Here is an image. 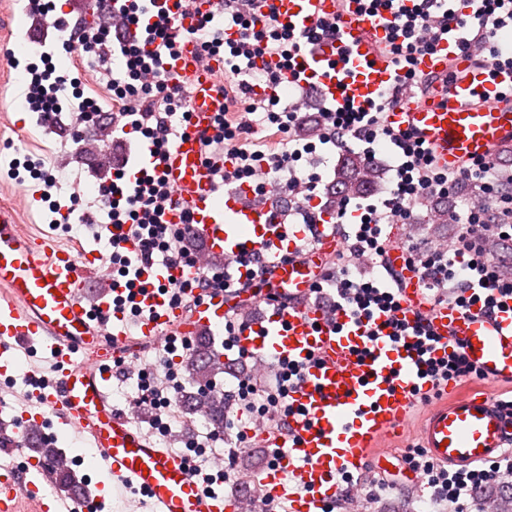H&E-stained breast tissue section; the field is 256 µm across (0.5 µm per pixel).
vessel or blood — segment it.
Masks as SVG:
<instances>
[{
	"label": "vessel or blood",
	"instance_id": "obj_1",
	"mask_svg": "<svg viewBox=\"0 0 512 512\" xmlns=\"http://www.w3.org/2000/svg\"><path fill=\"white\" fill-rule=\"evenodd\" d=\"M279 23L294 31L317 20L336 22L335 38L308 46L296 58L290 82L314 86L322 97L364 107L399 83L402 71L381 56L392 32L386 12L373 13L360 0H270ZM223 0H196L177 22L182 37L166 66L170 83L187 88L192 112L185 135L176 138L165 163L174 204L165 219L183 223L194 215L192 233L200 238L205 261L237 255L253 247L267 255L265 279L277 291L263 304L241 309L245 268L231 274L233 287L209 294L193 312L169 303L163 292L171 281L193 277L192 269L157 263L144 272L150 285L136 301L146 315L140 336L192 340L224 326L225 315L244 311L246 328L237 336L238 352L305 365L302 378L288 388L291 412L285 425L262 431L275 459L258 480L264 496L288 502L290 512H323L336 494V479L380 468L379 439L399 429L419 396L431 384L410 346L429 335L432 357L460 352L483 375L482 385L464 392L449 383L444 399L422 424L423 447L436 463L466 468L512 449V408L495 400L492 386L512 385V300L492 311L481 305L462 309L429 301L405 265V236L389 234L386 265L401 280L398 310L373 311L362 321L314 301L311 289L325 273L326 258L340 250L335 217L323 214L311 230L287 223L278 198L256 200L250 186L227 193L213 180L223 156L203 154V139L224 109L222 56L209 65L189 33L200 14L219 16ZM467 33L453 28L428 52L416 55L414 69L431 84L420 98L401 97L384 114L393 133L408 134L426 147L434 164L455 171L467 162L512 146V67L478 64L466 49ZM96 251L74 253L53 241L23 238L14 215L0 210V377L12 381V344L43 341L57 373L55 384L38 390L36 410L20 423L26 435L42 440L47 414H58L74 435L87 437L96 456L122 487L147 498L153 512H236L237 502L215 493L202 495L182 456L155 447L116 409L108 388L112 363L128 351L125 319L112 309L109 293L87 304L88 275L97 267ZM402 322L401 335L385 327ZM22 480L13 467L0 475V512H13ZM85 512L89 495L79 489L53 497L45 512Z\"/></svg>",
	"mask_w": 512,
	"mask_h": 512
}]
</instances>
